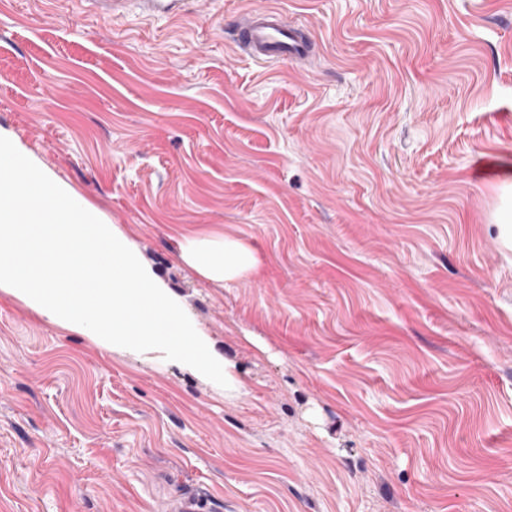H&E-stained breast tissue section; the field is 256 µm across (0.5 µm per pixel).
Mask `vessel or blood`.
I'll return each mask as SVG.
<instances>
[{
	"instance_id": "vessel-or-blood-1",
	"label": "vessel or blood",
	"mask_w": 512,
	"mask_h": 512,
	"mask_svg": "<svg viewBox=\"0 0 512 512\" xmlns=\"http://www.w3.org/2000/svg\"><path fill=\"white\" fill-rule=\"evenodd\" d=\"M90 9L108 21L121 20L125 7L135 4L141 13L175 19L182 14L184 0H88ZM232 42L253 60L272 66L311 56V42L301 25L285 22L281 14L269 8H254L242 13L232 31ZM206 493L198 492L168 500L167 512H204Z\"/></svg>"
}]
</instances>
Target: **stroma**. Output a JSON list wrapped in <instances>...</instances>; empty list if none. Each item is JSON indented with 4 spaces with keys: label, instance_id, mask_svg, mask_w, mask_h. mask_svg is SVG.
Segmentation results:
<instances>
[{
    "label": "stroma",
    "instance_id": "1",
    "mask_svg": "<svg viewBox=\"0 0 512 512\" xmlns=\"http://www.w3.org/2000/svg\"><path fill=\"white\" fill-rule=\"evenodd\" d=\"M312 67L239 54L240 11ZM0 130L98 206L243 384L0 290V512H512V0H0ZM212 231L255 273L179 258ZM107 21H119L125 16V5L134 3L142 14L175 19L182 16L184 0H82ZM231 37L236 47L266 66L304 60L313 53L303 27L288 24L278 11L269 8L242 13ZM180 259L203 279L219 284L252 273L258 266V259L249 247L215 233L185 235ZM208 500L205 492H197L181 498L168 500L165 510L168 512H204Z\"/></svg>",
    "mask_w": 512,
    "mask_h": 512
}]
</instances>
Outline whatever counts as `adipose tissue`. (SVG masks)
<instances>
[{
    "mask_svg": "<svg viewBox=\"0 0 512 512\" xmlns=\"http://www.w3.org/2000/svg\"><path fill=\"white\" fill-rule=\"evenodd\" d=\"M180 258L200 277L219 284L254 272L258 266V259L249 247L215 233L185 235Z\"/></svg>",
    "mask_w": 512,
    "mask_h": 512,
    "instance_id": "obj_1",
    "label": "adipose tissue"
}]
</instances>
